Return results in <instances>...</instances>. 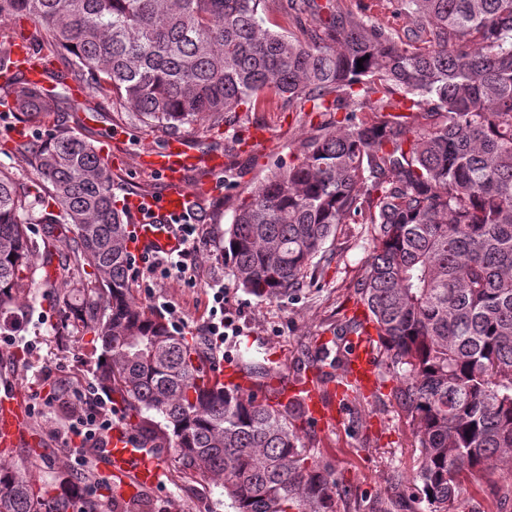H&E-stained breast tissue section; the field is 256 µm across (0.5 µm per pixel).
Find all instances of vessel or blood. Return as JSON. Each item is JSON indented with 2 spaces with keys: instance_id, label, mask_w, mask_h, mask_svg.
<instances>
[{
  "instance_id": "1",
  "label": "vessel or blood",
  "mask_w": 512,
  "mask_h": 512,
  "mask_svg": "<svg viewBox=\"0 0 512 512\" xmlns=\"http://www.w3.org/2000/svg\"><path fill=\"white\" fill-rule=\"evenodd\" d=\"M139 167L147 172L158 173L167 188L159 200L154 201L152 212L147 219L133 228L136 252L144 249L172 252L179 241L167 222L173 214L182 213L185 204L192 198L191 192L182 188L184 176L189 169L200 171L215 170L221 167L219 155H203L195 152L184 141H171L159 150H144L137 158ZM374 337L359 334L353 338V350L343 363L339 374L362 388L375 386L379 380ZM311 415L320 422L335 421L332 407L339 390L335 381L320 375L309 380L303 387ZM26 413L16 410L0 416V445L9 447L22 440ZM92 461L107 474L118 478L117 489L125 495L133 494L141 488L159 486L164 469L161 463L149 456L145 449L134 442L122 427H114L104 438L101 448L95 449Z\"/></svg>"
}]
</instances>
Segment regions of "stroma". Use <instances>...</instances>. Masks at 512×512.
I'll return each instance as SVG.
<instances>
[{
  "instance_id": "obj_1",
  "label": "stroma",
  "mask_w": 512,
  "mask_h": 512,
  "mask_svg": "<svg viewBox=\"0 0 512 512\" xmlns=\"http://www.w3.org/2000/svg\"><path fill=\"white\" fill-rule=\"evenodd\" d=\"M52 106L71 122L80 115L98 114L100 121L90 132L112 169V192L120 206H127L142 186L163 190L159 176L139 170L136 158L142 149H161L175 139L201 153L218 152L225 169L245 173L236 180L225 178L223 171L208 176L188 172L186 188H195L206 178L213 183L204 207L193 219L200 238L193 256L197 283L190 286L172 277L150 293L134 286L132 294L140 307L162 313L167 306H175L186 322L185 336L201 339L210 286L220 280L239 333L225 337L223 346L210 349L215 362H264L268 376L258 390L270 398L313 369H335L334 353L346 344L348 320L356 310L357 284L369 254L363 225H343L332 244L336 257L331 265L319 271L310 286L277 299L244 294L224 259V229L233 208L248 198L278 159L288 157L299 142L317 134L328 123V115L284 102L269 90L259 97L255 110L228 113L216 139L206 114L162 133L144 127L120 102L99 95L85 97L76 111L66 101H53ZM31 264L35 286L16 291L11 303L0 310V324L11 313L21 319L15 343L0 344V392L18 388L29 396L52 380L66 389L92 382L95 357L90 349L75 345L63 351L58 347L64 319L50 300L52 291L66 288V281H45L41 255H32ZM397 386L395 378L382 374L378 391L370 396L354 394L339 410L334 427L323 429L310 419L297 423L301 444L314 451L337 482L336 512H428L426 503L415 501L405 486L418 469L420 450L414 445L409 418L390 398ZM67 425V418L53 405L36 400L28 416V437L16 457H23L25 449H39L45 455L43 476L53 479L70 462ZM160 461L166 472L163 485L144 492L151 512H230L211 478L179 472L170 454H162ZM463 496L468 512H512V472L495 469L479 480L465 482Z\"/></svg>"
}]
</instances>
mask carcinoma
Returning <instances> with one entry per match:
<instances>
[{
	"instance_id": "carcinoma-1",
	"label": "carcinoma",
	"mask_w": 512,
	"mask_h": 512,
	"mask_svg": "<svg viewBox=\"0 0 512 512\" xmlns=\"http://www.w3.org/2000/svg\"><path fill=\"white\" fill-rule=\"evenodd\" d=\"M401 38L340 0H286L311 27L265 26L266 0H0V73L15 42L55 85L15 73L0 106L41 120L71 84L114 96L164 132L207 113L249 112L272 90L336 115L276 164L224 229L236 287L286 296L330 264L325 244L367 225L357 303L400 379L430 512H460L465 480L512 470V0H391ZM426 37L428 46L417 42ZM364 59L363 68L357 60ZM29 182L0 170V306L33 284L31 255L71 288L54 294L98 354L95 384L136 419L139 442L217 479L233 512H336L337 483L303 446V396L259 401L212 380L199 343L132 295L127 215L93 141L56 116L20 140ZM62 225L37 241L29 225ZM42 453L0 464V512H102Z\"/></svg>"
}]
</instances>
